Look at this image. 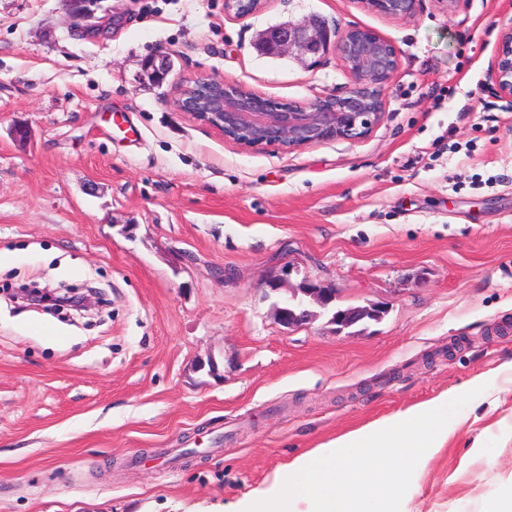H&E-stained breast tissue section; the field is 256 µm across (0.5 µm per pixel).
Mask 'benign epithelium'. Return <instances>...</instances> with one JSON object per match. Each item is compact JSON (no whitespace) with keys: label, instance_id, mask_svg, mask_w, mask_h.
<instances>
[{"label":"benign epithelium","instance_id":"7a95c632","mask_svg":"<svg viewBox=\"0 0 512 512\" xmlns=\"http://www.w3.org/2000/svg\"><path fill=\"white\" fill-rule=\"evenodd\" d=\"M73 16L94 15L99 0H68ZM365 8L392 20H408L417 13L420 0H358ZM262 0H225L227 11L251 14ZM259 46L267 54L294 55L315 62L334 51L353 78V84L338 94L302 104H283L260 95L239 82L208 78L187 82L173 105L196 121L219 130L225 137L246 147L278 146L292 150L331 139L358 140L366 137L385 112V91L398 72L396 46L380 34L358 26L343 30L325 21L308 17L297 22L272 26L259 36ZM172 69L168 54L157 52L142 63L149 81L161 84ZM493 93L512 107V18L501 26L498 47L491 66ZM311 298L328 316V324L341 333L366 319H375L372 308H336L335 289L327 284L306 281L290 297L275 305L278 322L285 327L309 323L317 314L298 299ZM33 302L53 301L82 312L91 296H57L55 292L26 291Z\"/></svg>","mask_w":512,"mask_h":512}]
</instances>
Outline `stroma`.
Listing matches in <instances>:
<instances>
[{
	"label": "stroma",
	"instance_id": "obj_1",
	"mask_svg": "<svg viewBox=\"0 0 512 512\" xmlns=\"http://www.w3.org/2000/svg\"><path fill=\"white\" fill-rule=\"evenodd\" d=\"M0 0V512H222L291 460L470 382L485 390L404 512H482L512 485V109L490 92L512 0ZM315 15L397 47L360 140L243 149L173 106L198 78L282 103L343 91L336 54H263ZM166 52L163 84L140 63ZM126 116L114 125L113 116ZM29 130L16 140L15 126ZM379 320L285 328L267 283ZM95 289L69 320L12 287ZM368 10L392 20H408L417 13L420 0H359Z\"/></svg>",
	"mask_w": 512,
	"mask_h": 512
}]
</instances>
